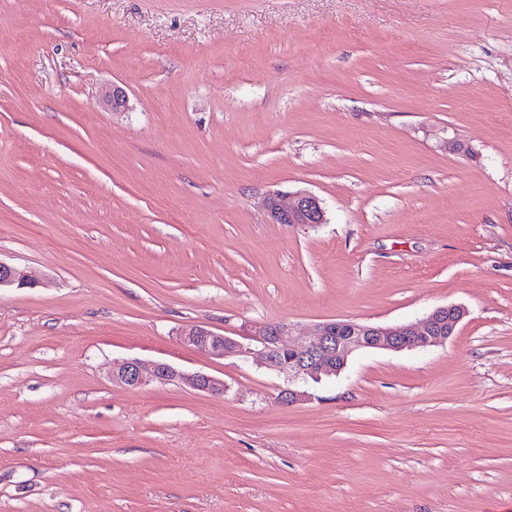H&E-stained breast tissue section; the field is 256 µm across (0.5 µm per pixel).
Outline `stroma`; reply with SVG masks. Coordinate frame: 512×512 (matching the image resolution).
Returning a JSON list of instances; mask_svg holds the SVG:
<instances>
[{
    "label": "stroma",
    "mask_w": 512,
    "mask_h": 512,
    "mask_svg": "<svg viewBox=\"0 0 512 512\" xmlns=\"http://www.w3.org/2000/svg\"><path fill=\"white\" fill-rule=\"evenodd\" d=\"M0 260V512H512V0H0ZM452 304L293 405L179 341ZM268 217L273 224H322L326 221L323 202L312 193H277L266 202ZM36 283L32 276L26 275L14 266L0 260V291L2 288L30 287ZM113 381L129 387H148L153 383L182 382L192 389L223 395L224 382L203 373L186 374L167 363L146 364L138 359H123L113 363Z\"/></svg>",
    "instance_id": "obj_1"
}]
</instances>
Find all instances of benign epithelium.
<instances>
[{"instance_id": "benign-epithelium-1", "label": "benign epithelium", "mask_w": 512, "mask_h": 512, "mask_svg": "<svg viewBox=\"0 0 512 512\" xmlns=\"http://www.w3.org/2000/svg\"><path fill=\"white\" fill-rule=\"evenodd\" d=\"M103 100L114 112L127 107L126 93L118 86L105 92ZM266 209L273 224L326 223L322 200L305 191L273 194L267 199ZM34 284L33 277L0 261V289ZM465 315L463 307L447 305L436 308L420 322L395 327L330 320L317 324L311 334L302 336L291 335L290 325L277 322L254 327L247 336V344L204 326L192 325L181 331L179 339L217 358L252 354L268 368L288 373V388L281 391V398L293 404L310 398L305 390L309 382L340 374L355 352L365 349L398 352L445 345ZM112 379L129 387L182 382L197 391L224 394L222 380L203 373L189 375L167 363L146 364L138 359L113 363Z\"/></svg>"}]
</instances>
